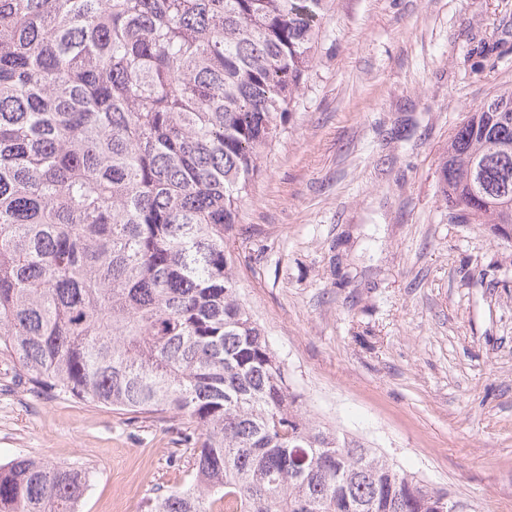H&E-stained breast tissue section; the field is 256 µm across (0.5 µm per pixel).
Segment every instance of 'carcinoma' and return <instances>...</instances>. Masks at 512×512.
Instances as JSON below:
<instances>
[{
	"instance_id": "obj_1",
	"label": "carcinoma",
	"mask_w": 512,
	"mask_h": 512,
	"mask_svg": "<svg viewBox=\"0 0 512 512\" xmlns=\"http://www.w3.org/2000/svg\"><path fill=\"white\" fill-rule=\"evenodd\" d=\"M330 0H0V354L36 394L187 420L142 512H473L302 409L231 241ZM449 216L512 239V89L455 129ZM76 463L0 465V512H78Z\"/></svg>"
}]
</instances>
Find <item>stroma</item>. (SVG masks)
<instances>
[{
	"label": "stroma",
	"mask_w": 512,
	"mask_h": 512,
	"mask_svg": "<svg viewBox=\"0 0 512 512\" xmlns=\"http://www.w3.org/2000/svg\"><path fill=\"white\" fill-rule=\"evenodd\" d=\"M512 86V0H332L240 207V294L317 420L512 512V243L448 219L439 165ZM0 359V463L90 473L79 512L188 482L177 419L35 395Z\"/></svg>",
	"instance_id": "stroma-1"
}]
</instances>
